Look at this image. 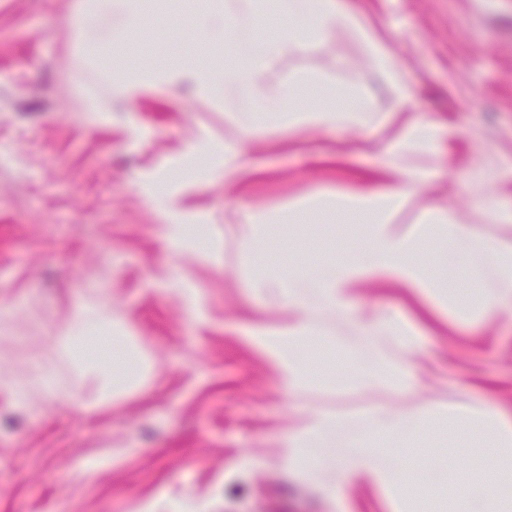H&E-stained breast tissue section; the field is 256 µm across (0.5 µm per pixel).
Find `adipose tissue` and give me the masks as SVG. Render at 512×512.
I'll return each instance as SVG.
<instances>
[{
	"mask_svg": "<svg viewBox=\"0 0 512 512\" xmlns=\"http://www.w3.org/2000/svg\"><path fill=\"white\" fill-rule=\"evenodd\" d=\"M142 0H78L74 30L83 41L88 60H95V49L106 39L102 28L113 11H121L126 28L136 30L142 23ZM263 10L262 0H237L234 13L224 11L222 0H214L199 15V28L210 47L220 48L228 41L238 23L250 20ZM280 11L289 25L279 38L268 41L262 61L243 71L229 72L206 62L186 58L152 72L117 60L99 70L101 81L121 99L134 101L144 89L162 86L177 92L191 86L196 97L212 98L220 87L232 81L249 84L259 98V109L283 116L288 124L308 122L333 128L344 123L368 124V102L351 95L348 102L314 111H298L293 107L297 80L283 86L273 85L266 69L267 61L302 50L309 39L321 40L336 27L362 31L363 26L347 0H280ZM414 186L404 182L396 187H377L345 194L317 195L310 199L312 207H325L352 214L366 221L368 231L359 259L321 266L315 273L291 276L277 282H265L248 276L252 294H275L293 314L291 323L277 328L259 326L250 339L257 349L278 369L286 388L295 389L304 381L297 358L312 335L319 311L333 310L354 317L359 313L352 303L349 285L360 278H377L402 284L420 293H428L432 283L426 270L414 255L422 241L438 233L446 234L450 249L447 260L461 265L467 249L480 248L491 259L496 270L493 288H475L463 276L448 291L449 301L469 298L484 313L502 310L512 312V246L499 241L479 239L473 227L452 223L442 209H431L422 216L420 225L403 228L398 217L405 208ZM110 327L105 313L82 307L71 323L63 355L81 375L95 385L94 401L105 404L116 401L139 388L148 371L140 352L116 339L119 353H131V366L116 373L111 366L91 357L73 354L75 346L90 335L106 332ZM375 350L361 379L380 383L398 393H414L420 377L411 356L416 347V332L396 317L377 319L367 327ZM0 386L10 392L16 406L32 409L34 398L51 400L59 393L57 373L40 360L32 361L24 380H2ZM424 411L377 408L367 417V436L357 439L350 452L337 464L335 480H319L323 451L328 447L341 421L330 412L312 413L296 436L285 438L289 469L306 481L319 480L321 491L329 497L345 496L348 489L361 480L386 489L400 506L401 512H427L426 504L408 491L409 478L393 458L394 448L412 438L427 421ZM479 457L482 467L474 471L464 490L448 498L446 512H512V493L503 491L502 479L512 472V412L489 407L474 414L449 412L448 446L441 454L416 449V468L432 473L439 469L457 470L462 460Z\"/></svg>",
	"mask_w": 512,
	"mask_h": 512,
	"instance_id": "1",
	"label": "adipose tissue"
}]
</instances>
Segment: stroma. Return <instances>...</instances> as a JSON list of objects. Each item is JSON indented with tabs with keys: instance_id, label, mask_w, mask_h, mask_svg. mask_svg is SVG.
<instances>
[{
	"instance_id": "stroma-1",
	"label": "stroma",
	"mask_w": 512,
	"mask_h": 512,
	"mask_svg": "<svg viewBox=\"0 0 512 512\" xmlns=\"http://www.w3.org/2000/svg\"><path fill=\"white\" fill-rule=\"evenodd\" d=\"M73 0H0V376L20 378L31 361L55 364L57 398L32 413L0 388V512H392L384 490L361 483L337 504L285 468L282 441L307 414L335 412L341 426L322 460L324 477L364 435L379 405L512 410V320H465L380 281H359L352 299L374 313L415 323L416 363L427 385L408 397L353 380L370 337L325 311L317 333L330 337L329 366L344 382L315 383L288 396L275 367L248 341L258 325L288 322L286 308L247 292L246 252L261 254L262 274L309 270L358 253L365 227L314 210L279 236L244 238L241 216H278L321 192L390 186L423 178L403 220L447 209L480 236L512 242V223L487 211H512V0H351L402 76L380 77L364 40L340 28L270 61L273 80L311 74L299 102L310 108L353 86L371 103L363 127L318 128L269 119L245 121L257 98L245 84L221 88L213 102L156 87L133 111L110 97L71 27ZM142 6L129 33L113 17L112 42L137 66L200 52L195 12ZM411 98L401 103L400 88ZM97 95V119L79 91ZM437 119L434 142L385 148L410 115ZM245 163L226 172L233 153ZM165 224L210 231L214 249L172 257ZM104 308L148 354L146 385L114 404L80 408L93 386L63 358L78 304ZM400 467L430 501L459 490L460 474L438 487Z\"/></svg>"
}]
</instances>
